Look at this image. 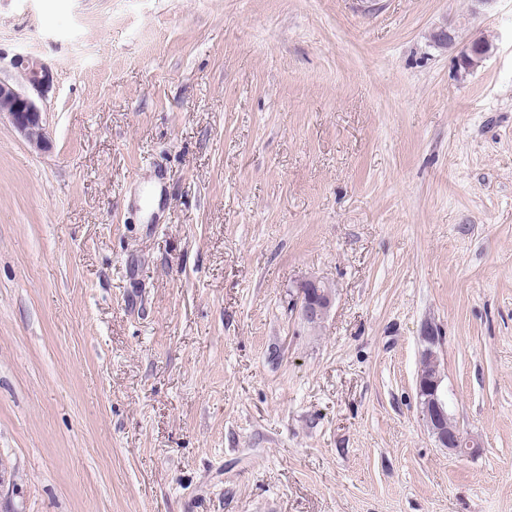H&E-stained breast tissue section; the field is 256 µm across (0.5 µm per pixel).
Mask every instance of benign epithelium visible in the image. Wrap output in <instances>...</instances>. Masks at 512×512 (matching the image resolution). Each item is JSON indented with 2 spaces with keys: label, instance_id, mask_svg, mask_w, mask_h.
<instances>
[{
  "label": "benign epithelium",
  "instance_id": "1",
  "mask_svg": "<svg viewBox=\"0 0 512 512\" xmlns=\"http://www.w3.org/2000/svg\"><path fill=\"white\" fill-rule=\"evenodd\" d=\"M10 66L18 73L19 82L10 84L0 80V112L8 115L15 129L30 144L41 149L48 141L43 101L51 88V70L40 59L21 53L13 55ZM332 299L333 289L329 284L306 279L296 285L293 310L305 322L317 324L327 315ZM422 339L425 348L421 358H429L432 367L418 374L416 380L420 417L439 447L454 455L465 448L467 456H474L480 451L478 439L448 422V405L437 355L441 337L427 329Z\"/></svg>",
  "mask_w": 512,
  "mask_h": 512
}]
</instances>
